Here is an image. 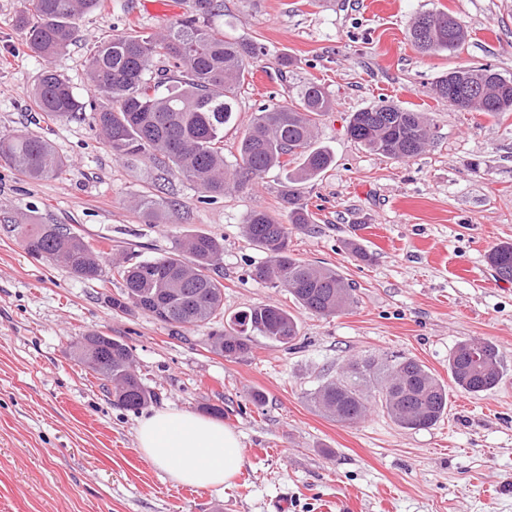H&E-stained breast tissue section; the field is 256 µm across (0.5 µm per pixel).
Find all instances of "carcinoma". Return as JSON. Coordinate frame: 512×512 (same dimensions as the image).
Returning a JSON list of instances; mask_svg holds the SVG:
<instances>
[{
    "instance_id": "1",
    "label": "carcinoma",
    "mask_w": 512,
    "mask_h": 512,
    "mask_svg": "<svg viewBox=\"0 0 512 512\" xmlns=\"http://www.w3.org/2000/svg\"><path fill=\"white\" fill-rule=\"evenodd\" d=\"M104 7V0H25L16 26L27 45L48 66L33 88L34 103L52 119H62L90 107L118 159L149 164L155 190L171 176L195 184L203 198L243 189L273 168L288 167V157L301 160L288 176L281 209L288 224L315 223L298 184L325 173L332 154L312 146L319 118L332 110L324 87L308 82L294 104L267 105L258 111L239 141L240 161L234 168L224 161V126L237 111V93L252 74L262 48L246 40H232L209 24L222 8L220 0H192L189 14L171 23L162 35L129 32L93 43L88 78L100 104L85 105L69 82L53 67L76 38L82 17ZM423 53L450 52L468 31L447 11L417 16L409 32ZM168 63L163 78L153 77L156 57ZM466 84L476 90L469 109L496 117L512 112V79L490 66L455 68L435 82L437 98L455 106L453 88ZM428 119L417 109L382 102L351 114L348 134L366 149L391 159L418 155L429 139ZM0 159L30 180L60 177L67 161L42 136L20 133L0 136ZM136 210L146 224H162L166 214L155 194L140 198ZM3 228L14 234L33 257L61 261L79 278L97 280L116 271L124 289L109 299L112 309L134 306L173 328L204 327L223 313L224 284L216 273L223 247L215 238L189 234L175 239L172 252L137 260L112 255L92 246L66 224H44L38 216L24 222L5 214ZM245 235L266 254L254 277L287 291L303 309L320 316L334 315L354 303L353 288L340 271L296 257L289 249L288 227L264 209L247 216ZM499 280L512 282V243L488 254ZM299 333L295 315L270 304L254 305L234 317L230 329L219 333L218 353L237 358L249 351L251 337L287 345ZM96 345L98 366L92 368L105 388L112 387L113 403L138 411L156 398L132 372L130 351L119 340L106 341L90 333L74 344L83 360L85 342ZM497 347L489 342L463 341L448 358V374L455 388L473 394L493 389L500 377ZM323 412L342 425L358 422L374 400L400 427L421 430L435 425L448 411V387L414 358L395 356L385 365L372 359L349 362L336 379L312 393Z\"/></svg>"
}]
</instances>
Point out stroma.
I'll list each match as a JSON object with an SVG mask.
<instances>
[{
	"mask_svg": "<svg viewBox=\"0 0 512 512\" xmlns=\"http://www.w3.org/2000/svg\"><path fill=\"white\" fill-rule=\"evenodd\" d=\"M106 0L86 14L56 62L74 93H93L91 43L131 30L160 33L188 0ZM213 27L264 50L224 128V158L262 106L292 103L308 81L334 108L318 123L331 167L303 185L315 216L291 228L292 252L338 268L356 288L352 309L322 317L296 307L281 288L255 280L265 255L244 235L249 212L281 216L284 171L251 188L200 202L172 178L165 224H147L134 202L151 186L144 163L115 159L92 112L50 120L31 91L45 63L12 25L21 0H0V135L31 132L69 159L60 179L30 181L0 162V213H37L72 225L93 246L156 258L176 236L205 233L223 246L224 316L212 327L174 329L137 309L112 310L124 288L115 274L84 280L31 257L0 231V512H512V282L487 263L512 242V112L490 117L451 110L434 84L448 70L489 65L512 77V0H223ZM450 11L469 32L459 51L423 54L409 40L418 14ZM390 101L430 122L419 155L389 159L347 133L352 112ZM360 247L364 258L354 256ZM255 304L294 311L300 332L280 345L252 337L230 359L208 336ZM101 332L125 343L143 384L158 399L144 412L112 403L71 344ZM466 339L497 346L501 377L480 394L452 390L448 413L409 430L379 406L345 426L310 400L352 358H414L448 381V356ZM221 408L243 445L245 464L222 491L171 481L139 451L144 414Z\"/></svg>",
	"mask_w": 512,
	"mask_h": 512,
	"instance_id": "stroma-1",
	"label": "stroma"
}]
</instances>
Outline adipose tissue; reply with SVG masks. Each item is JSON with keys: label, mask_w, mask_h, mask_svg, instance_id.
<instances>
[{"label": "adipose tissue", "mask_w": 512, "mask_h": 512, "mask_svg": "<svg viewBox=\"0 0 512 512\" xmlns=\"http://www.w3.org/2000/svg\"><path fill=\"white\" fill-rule=\"evenodd\" d=\"M138 448L173 482L198 489L223 487L244 464V450L232 429L186 411L160 410L145 417Z\"/></svg>", "instance_id": "adipose-tissue-1"}]
</instances>
